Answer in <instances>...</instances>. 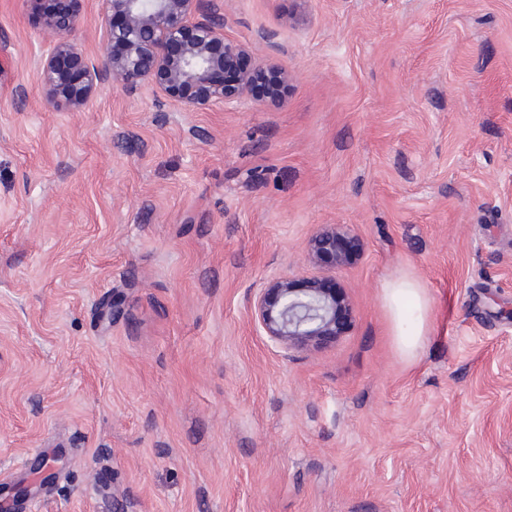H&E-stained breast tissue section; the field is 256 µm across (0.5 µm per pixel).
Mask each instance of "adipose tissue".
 <instances>
[{"mask_svg":"<svg viewBox=\"0 0 512 512\" xmlns=\"http://www.w3.org/2000/svg\"><path fill=\"white\" fill-rule=\"evenodd\" d=\"M383 298L398 352L406 360H414L431 330V299L421 283L409 274L387 283Z\"/></svg>","mask_w":512,"mask_h":512,"instance_id":"1","label":"adipose tissue"}]
</instances>
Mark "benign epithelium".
<instances>
[{"label":"benign epithelium","mask_w":512,"mask_h":512,"mask_svg":"<svg viewBox=\"0 0 512 512\" xmlns=\"http://www.w3.org/2000/svg\"><path fill=\"white\" fill-rule=\"evenodd\" d=\"M83 0H63L56 13L37 14L40 27L55 38L38 69L47 97L58 107L82 111L101 94L105 83L128 92L147 85L186 109H207L250 97L265 84L278 99L288 86V69L268 59L252 69L240 65L249 45L228 39L224 15L205 13L203 0H99L110 25L103 60H89L70 38ZM362 249L344 224H328L309 240L307 262L331 271L345 268ZM252 316L270 341L295 351H310L342 335L352 321L344 289L332 275L296 285L283 276L255 299Z\"/></svg>","instance_id":"7a95c632"}]
</instances>
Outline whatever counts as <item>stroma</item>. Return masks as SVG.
I'll use <instances>...</instances> for the list:
<instances>
[{"label": "stroma", "instance_id": "obj_1", "mask_svg": "<svg viewBox=\"0 0 512 512\" xmlns=\"http://www.w3.org/2000/svg\"><path fill=\"white\" fill-rule=\"evenodd\" d=\"M206 4L281 102L57 108L0 0V479L31 512H512V0ZM108 28L84 0L86 55ZM325 224L363 245L352 322L288 350L251 308ZM404 273L434 310L411 362ZM383 298L398 352L412 361L423 347L433 320V307L426 288L412 275L402 274L386 284Z\"/></svg>", "mask_w": 512, "mask_h": 512}]
</instances>
